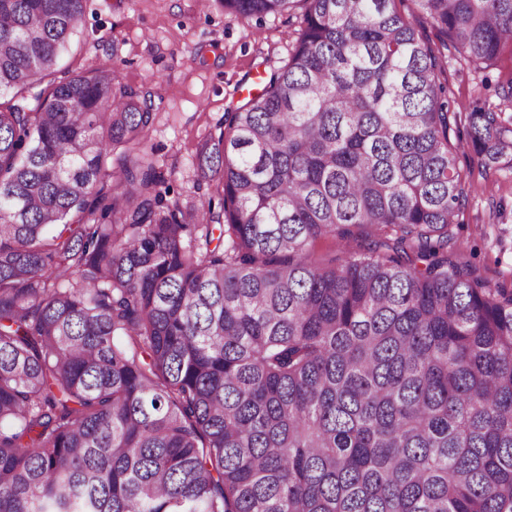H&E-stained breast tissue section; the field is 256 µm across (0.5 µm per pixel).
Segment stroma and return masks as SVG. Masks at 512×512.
Instances as JSON below:
<instances>
[{"mask_svg": "<svg viewBox=\"0 0 512 512\" xmlns=\"http://www.w3.org/2000/svg\"><path fill=\"white\" fill-rule=\"evenodd\" d=\"M301 12L258 23L225 12L221 0H87L72 51L63 61L76 74L99 66L116 82L150 90L157 119L146 146L185 206L207 205L214 192L195 155L204 135L218 133L226 112L243 103L244 88L280 69L301 26ZM512 60L490 70L449 53L439 76L456 132L465 135L474 101L497 109L499 83ZM465 202L450 230L449 256L491 284L512 288V168H485L461 151Z\"/></svg>", "mask_w": 512, "mask_h": 512, "instance_id": "obj_1", "label": "stroma"}]
</instances>
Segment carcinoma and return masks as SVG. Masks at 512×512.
Wrapping results in <instances>:
<instances>
[{"label": "carcinoma", "instance_id": "carcinoma-1", "mask_svg": "<svg viewBox=\"0 0 512 512\" xmlns=\"http://www.w3.org/2000/svg\"><path fill=\"white\" fill-rule=\"evenodd\" d=\"M86 2L0 0V512H512V289L448 258L512 125L453 140L439 82L512 0H412L436 47L396 0H221L303 25L197 151L217 212L167 199L151 94L56 77Z\"/></svg>", "mask_w": 512, "mask_h": 512}]
</instances>
